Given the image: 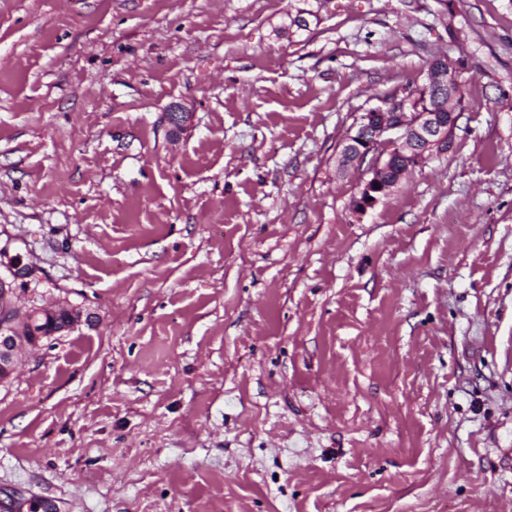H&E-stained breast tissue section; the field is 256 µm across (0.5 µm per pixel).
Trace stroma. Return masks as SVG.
Instances as JSON below:
<instances>
[{"label": "stroma", "mask_w": 512, "mask_h": 512, "mask_svg": "<svg viewBox=\"0 0 512 512\" xmlns=\"http://www.w3.org/2000/svg\"><path fill=\"white\" fill-rule=\"evenodd\" d=\"M438 53L448 151L356 212ZM0 248L83 313L0 512H512V0H0Z\"/></svg>", "instance_id": "stroma-1"}]
</instances>
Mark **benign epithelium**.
Returning <instances> with one entry per match:
<instances>
[{
    "instance_id": "1",
    "label": "benign epithelium",
    "mask_w": 512,
    "mask_h": 512,
    "mask_svg": "<svg viewBox=\"0 0 512 512\" xmlns=\"http://www.w3.org/2000/svg\"><path fill=\"white\" fill-rule=\"evenodd\" d=\"M448 62L437 58L425 71L424 107L411 111V101L399 100L361 113L356 131L349 136L340 152V164L354 167L368 163L370 178L365 180L355 210L364 212L393 193L411 169L421 166L433 154L448 151L450 131L460 116L448 97ZM190 113L175 108L168 113L171 134L178 135ZM30 271L16 262L10 277H0V299L14 296L18 283L25 282ZM12 312H0V379L6 380L19 366V340L13 334Z\"/></svg>"
}]
</instances>
